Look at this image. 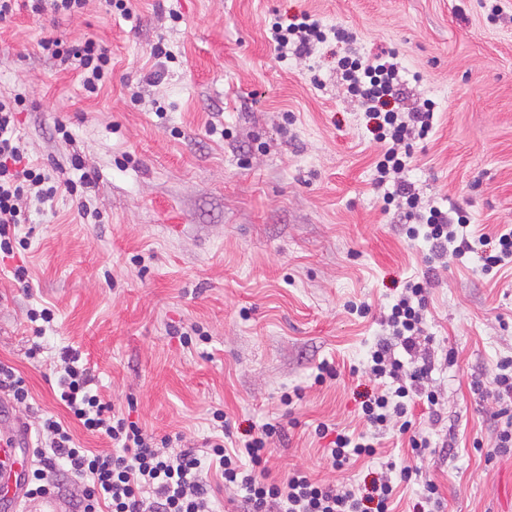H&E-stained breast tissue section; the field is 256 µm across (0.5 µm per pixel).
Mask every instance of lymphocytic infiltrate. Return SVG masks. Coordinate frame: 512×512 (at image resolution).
Wrapping results in <instances>:
<instances>
[{"mask_svg":"<svg viewBox=\"0 0 512 512\" xmlns=\"http://www.w3.org/2000/svg\"><path fill=\"white\" fill-rule=\"evenodd\" d=\"M87 0H0V21L18 11L32 15L45 10L74 16L82 13ZM278 60L289 53L309 52L312 45L328 37H345V30H325L318 19L303 15L301 22L274 23L270 29ZM44 54L66 64L76 62L83 75V86L96 92L112 72L106 49L88 38L71 45L58 38L40 43ZM347 92L360 101L366 111L390 95L400 81V67L388 60L386 52L368 57L351 55L339 62ZM23 101L20 97L0 96V263L14 258L27 246L17 234L27 223L31 202L46 203L60 192L76 193L88 184L80 155L71 164L79 179L50 178L30 159L22 135L17 130ZM435 125L433 102H423L412 112H384L377 124L375 140L378 155L375 165L377 187H384L390 175L404 171L413 157L411 136L426 138ZM385 201L404 209L408 222L401 233L411 240H423L429 246L430 264L425 278L406 281L404 291L385 319L388 337L379 339L370 350L368 369L376 378L386 379L384 390L364 400L362 417L369 426L366 434L351 436L330 434L326 423H318L315 433L330 440L327 457L332 467L340 468L351 459L374 457L376 440L389 426L406 436L412 454L430 448L431 441L415 427L416 402L436 406L438 395L429 385L435 362L420 356L428 305L427 279L434 276L438 263L459 260L466 253L484 249L483 274L512 268V227L488 234L471 228L464 209L455 213L423 203L411 185L401 184ZM55 395L67 416L39 417L34 425L35 463L27 478L31 497L60 494L61 477L76 485L73 512H214L212 486L205 468L218 472L225 489L233 491L234 512H392L396 494L390 478L372 480L364 489L336 487L311 478L300 469L289 473L286 481L271 479L266 467V450L281 437L280 425L266 423L241 446L226 447L224 412L212 413L213 436L204 442L207 457L197 449L174 447L170 437H156L136 421L106 402L99 390L94 367L73 348H62L55 366ZM501 407L497 414L495 446L499 454L512 453V357L497 363L493 379ZM78 424L88 434L101 435L111 451H94L79 446L70 429Z\"/></svg>","mask_w":512,"mask_h":512,"instance_id":"obj_1","label":"lymphocytic infiltrate"}]
</instances>
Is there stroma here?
Listing matches in <instances>:
<instances>
[{
	"mask_svg": "<svg viewBox=\"0 0 512 512\" xmlns=\"http://www.w3.org/2000/svg\"><path fill=\"white\" fill-rule=\"evenodd\" d=\"M304 12L356 31L362 53L399 52L410 76L401 111L435 102L436 128L402 174L422 201L464 206L491 231L512 226V0H133L128 18L89 0L72 17L18 13L0 22V95L22 97L31 157L75 179L79 154L90 185L30 207L19 229L29 247L15 260L32 277H0V362L34 398L5 411L28 422L63 414L53 359L70 346L94 365L105 397L156 435L201 446L220 408L237 437L281 424L271 478L301 468L360 485L384 472L398 479L412 462L394 512H412L427 480L444 512H512V455L493 452L500 404L470 388L512 356V270L484 275L479 253L430 283L425 331L454 360L433 373L436 413L415 409L432 441L424 457L389 431L376 458L335 469L314 435L320 422L365 431L360 403L379 386L368 351L404 279L425 272L428 247L405 240L403 212L385 209L394 183L374 186L373 135L337 69L346 45L277 60L267 26ZM51 37L108 50L99 94L43 57ZM159 42L170 58L153 55ZM59 122L74 144L60 140ZM40 302L57 319L31 359L26 313ZM352 302L367 316L351 314ZM193 325L208 342H180ZM324 361L337 377L318 385Z\"/></svg>",
	"mask_w": 512,
	"mask_h": 512,
	"instance_id": "obj_1",
	"label": "stroma"
}]
</instances>
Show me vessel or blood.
Instances as JSON below:
<instances>
[{
    "instance_id": "obj_1",
    "label": "vessel or blood",
    "mask_w": 512,
    "mask_h": 512,
    "mask_svg": "<svg viewBox=\"0 0 512 512\" xmlns=\"http://www.w3.org/2000/svg\"><path fill=\"white\" fill-rule=\"evenodd\" d=\"M33 464L32 443L24 424L0 433V512H15L23 504L24 512H65L59 500L51 496L30 498L26 495V475Z\"/></svg>"
}]
</instances>
